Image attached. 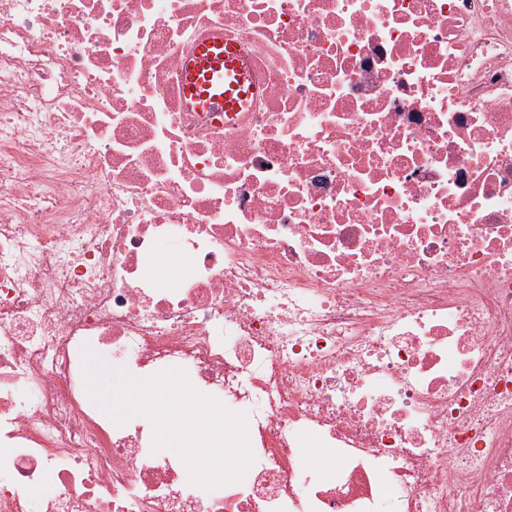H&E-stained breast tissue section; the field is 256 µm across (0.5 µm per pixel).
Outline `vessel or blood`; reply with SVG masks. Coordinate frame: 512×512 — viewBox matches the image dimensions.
I'll use <instances>...</instances> for the list:
<instances>
[{
	"instance_id": "1",
	"label": "vessel or blood",
	"mask_w": 512,
	"mask_h": 512,
	"mask_svg": "<svg viewBox=\"0 0 512 512\" xmlns=\"http://www.w3.org/2000/svg\"><path fill=\"white\" fill-rule=\"evenodd\" d=\"M182 90L205 112H238L256 88L240 48L220 38L199 43L182 69Z\"/></svg>"
}]
</instances>
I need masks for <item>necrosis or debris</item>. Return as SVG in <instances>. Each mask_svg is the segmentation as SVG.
I'll return each instance as SVG.
<instances>
[{
    "label": "necrosis or debris",
    "instance_id": "1",
    "mask_svg": "<svg viewBox=\"0 0 512 512\" xmlns=\"http://www.w3.org/2000/svg\"><path fill=\"white\" fill-rule=\"evenodd\" d=\"M89 357L247 413L244 479ZM0 512H512V0H0ZM182 90L205 112H240L256 92L242 51L223 38L200 42L186 58Z\"/></svg>",
    "mask_w": 512,
    "mask_h": 512
}]
</instances>
